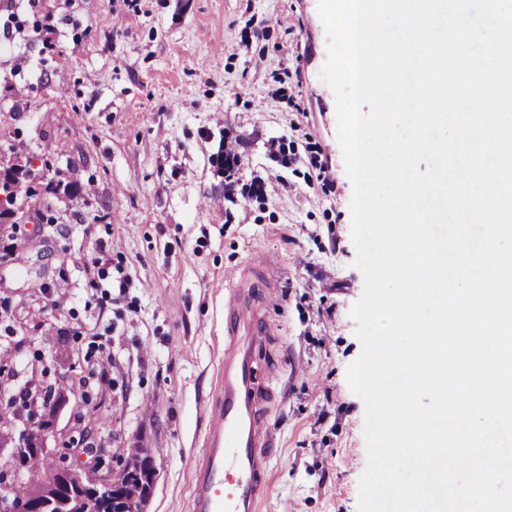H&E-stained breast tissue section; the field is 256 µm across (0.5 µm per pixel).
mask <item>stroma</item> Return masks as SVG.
Returning <instances> with one entry per match:
<instances>
[{"mask_svg":"<svg viewBox=\"0 0 512 512\" xmlns=\"http://www.w3.org/2000/svg\"><path fill=\"white\" fill-rule=\"evenodd\" d=\"M318 4L0 0V158L49 156L57 184L23 200L54 223L0 225V361L48 368L69 398L59 437L87 394L108 463L154 449L145 512H192L224 293L257 254L278 281L257 355L275 438L259 512H358L365 408L346 371L364 278ZM107 360L108 381L78 389L74 368Z\"/></svg>","mask_w":512,"mask_h":512,"instance_id":"35a3bbf8","label":"stroma"}]
</instances>
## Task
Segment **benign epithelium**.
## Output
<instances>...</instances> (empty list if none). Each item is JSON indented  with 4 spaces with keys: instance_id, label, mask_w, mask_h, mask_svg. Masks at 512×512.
Wrapping results in <instances>:
<instances>
[{
    "instance_id": "1",
    "label": "benign epithelium",
    "mask_w": 512,
    "mask_h": 512,
    "mask_svg": "<svg viewBox=\"0 0 512 512\" xmlns=\"http://www.w3.org/2000/svg\"><path fill=\"white\" fill-rule=\"evenodd\" d=\"M16 217L13 182L0 176V221L15 224ZM28 396L31 414L21 413L19 437H0V446L11 449L12 461L19 467L31 450H39L47 458L55 455L47 441L55 433L56 416L37 414L42 384L30 385ZM68 446L83 449L90 460L84 461L74 454L70 463L52 467L38 486L1 490L0 512H44L51 506L57 512H145L149 497L132 495L112 482L103 450L87 445L84 438L73 437Z\"/></svg>"
}]
</instances>
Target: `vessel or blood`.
Listing matches in <instances>:
<instances>
[{
	"mask_svg": "<svg viewBox=\"0 0 512 512\" xmlns=\"http://www.w3.org/2000/svg\"><path fill=\"white\" fill-rule=\"evenodd\" d=\"M274 291L269 265L261 261L248 263L241 283L224 296V379L196 460L193 512H257L270 494L273 436L265 418L272 393L256 354L267 343L266 304Z\"/></svg>",
	"mask_w": 512,
	"mask_h": 512,
	"instance_id": "vessel-or-blood-1",
	"label": "vessel or blood"
}]
</instances>
